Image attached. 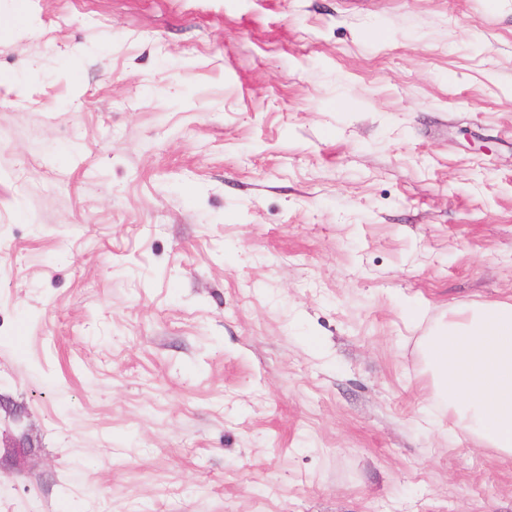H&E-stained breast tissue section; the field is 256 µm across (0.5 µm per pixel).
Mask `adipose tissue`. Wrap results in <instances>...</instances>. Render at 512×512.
Segmentation results:
<instances>
[{
	"instance_id": "adipose-tissue-1",
	"label": "adipose tissue",
	"mask_w": 512,
	"mask_h": 512,
	"mask_svg": "<svg viewBox=\"0 0 512 512\" xmlns=\"http://www.w3.org/2000/svg\"><path fill=\"white\" fill-rule=\"evenodd\" d=\"M421 349L449 433L512 458V299L449 310Z\"/></svg>"
}]
</instances>
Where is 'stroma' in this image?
<instances>
[{
  "mask_svg": "<svg viewBox=\"0 0 512 512\" xmlns=\"http://www.w3.org/2000/svg\"><path fill=\"white\" fill-rule=\"evenodd\" d=\"M510 296L512 0H0V512H512ZM420 345L448 433L512 458V298L448 310Z\"/></svg>",
  "mask_w": 512,
  "mask_h": 512,
  "instance_id": "1",
  "label": "stroma"
}]
</instances>
